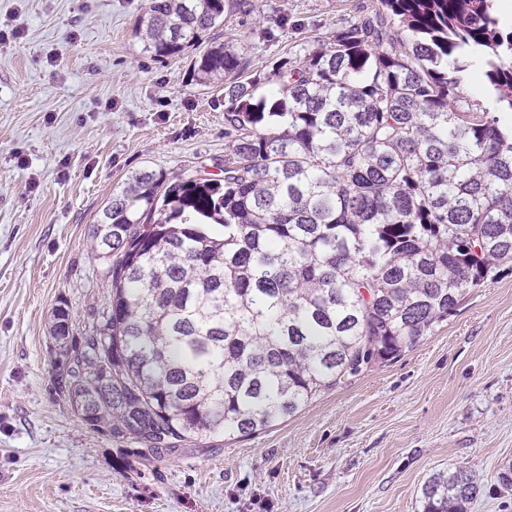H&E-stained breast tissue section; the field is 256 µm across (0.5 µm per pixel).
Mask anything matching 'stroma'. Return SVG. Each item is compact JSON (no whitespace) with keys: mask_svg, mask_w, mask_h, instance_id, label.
<instances>
[{"mask_svg":"<svg viewBox=\"0 0 512 512\" xmlns=\"http://www.w3.org/2000/svg\"><path fill=\"white\" fill-rule=\"evenodd\" d=\"M254 2L157 58L134 34L145 0H0V512H424L429 479L461 466L480 488L468 512H512V272L247 437L148 463L55 395L53 309L67 303L81 336L107 302L98 211L140 170L224 167V90L198 84L194 59L248 32L261 65L370 0Z\"/></svg>","mask_w":512,"mask_h":512,"instance_id":"obj_1","label":"stroma"}]
</instances>
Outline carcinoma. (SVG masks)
Wrapping results in <instances>:
<instances>
[{
    "instance_id": "carcinoma-1",
    "label": "carcinoma",
    "mask_w": 512,
    "mask_h": 512,
    "mask_svg": "<svg viewBox=\"0 0 512 512\" xmlns=\"http://www.w3.org/2000/svg\"><path fill=\"white\" fill-rule=\"evenodd\" d=\"M494 0H376L252 70L251 35L194 60L224 86L222 176L134 173L90 231L111 260L97 350L56 306L53 389L144 460L249 436L417 346L512 270V26ZM250 0H147L170 57ZM476 74L484 98L467 87ZM461 467L425 512H467Z\"/></svg>"
}]
</instances>
